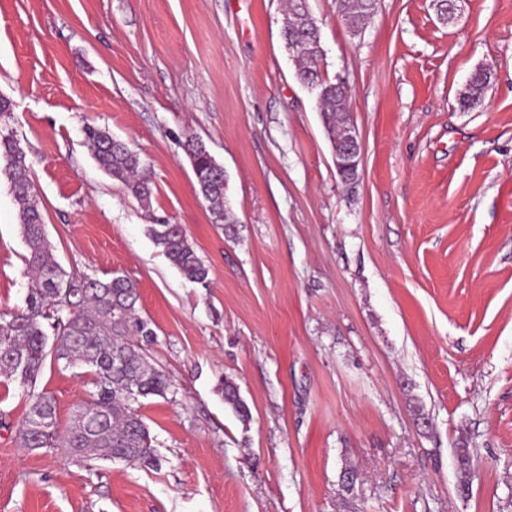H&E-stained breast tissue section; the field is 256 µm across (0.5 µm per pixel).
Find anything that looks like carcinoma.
I'll list each match as a JSON object with an SVG mask.
<instances>
[{
	"mask_svg": "<svg viewBox=\"0 0 512 512\" xmlns=\"http://www.w3.org/2000/svg\"><path fill=\"white\" fill-rule=\"evenodd\" d=\"M299 3L308 10L307 0H291L293 14L287 16L282 29L286 43L304 36V31L298 29ZM341 9L360 29L370 17L363 0H342ZM294 58L297 78L318 90L322 124L334 144L347 111L344 96L336 91V83L323 77L322 60L316 54H296ZM487 84L486 74L476 71L459 99L460 108L466 111L477 104ZM84 133L100 168L123 182L133 196L147 200L151 191L140 177L139 156L106 128L88 126ZM185 148L199 194L209 203L215 222H224L223 167L202 141L192 137ZM0 158L4 160L0 173L8 180L19 207L21 234L27 246L25 260L32 273L25 306L0 323V376L30 389L28 409L19 430L23 447L39 450L62 445L81 461L111 458L158 465L139 408L143 399L167 397L173 392V384L147 355V347L155 342V332L148 322L135 317V285L118 274L101 280L66 272L47 239L25 153L8 135L0 134ZM148 232L185 278L204 288L209 286L210 269L181 225L151 224ZM51 354L65 361V366L87 367L91 374L93 391L77 406L63 432L59 431L55 399L32 390ZM218 392L237 417L249 420L250 410L233 380H222ZM456 462L460 487L466 491L471 462L467 446L456 449Z\"/></svg>",
	"mask_w": 512,
	"mask_h": 512,
	"instance_id": "carcinoma-1",
	"label": "carcinoma"
}]
</instances>
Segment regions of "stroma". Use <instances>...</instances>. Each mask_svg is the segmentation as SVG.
I'll use <instances>...</instances> for the list:
<instances>
[{
    "label": "stroma",
    "instance_id": "1",
    "mask_svg": "<svg viewBox=\"0 0 512 512\" xmlns=\"http://www.w3.org/2000/svg\"><path fill=\"white\" fill-rule=\"evenodd\" d=\"M309 6L325 77L351 87V185L295 77L283 0H0V130L54 255L135 284L176 386L140 408L160 468L90 469L23 448L27 392L0 376V512H512V0H459L448 23L433 0H380L357 37L336 0ZM479 69L484 98L460 111ZM89 125L140 155L148 201L99 168ZM191 136L225 171L233 234L198 192ZM156 223L182 225L210 287L162 254ZM26 254L1 178L0 320L25 305ZM35 389L64 426L90 391L51 358ZM218 392L224 399V404L232 410L243 421H248L250 410L245 402L241 399L238 386L236 383L225 378L218 386Z\"/></svg>",
    "mask_w": 512,
    "mask_h": 512
}]
</instances>
